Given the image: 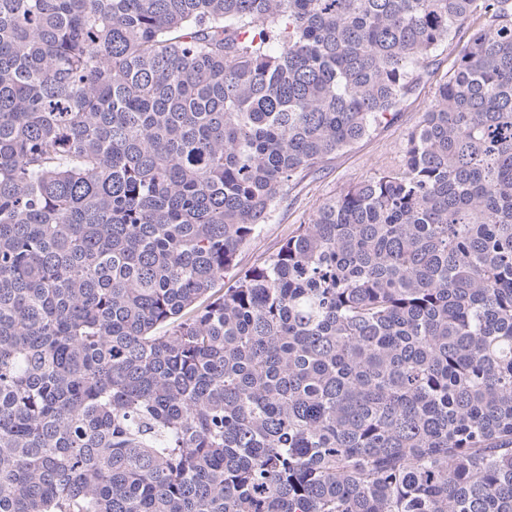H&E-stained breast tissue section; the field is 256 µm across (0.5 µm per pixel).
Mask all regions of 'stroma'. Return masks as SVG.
Returning a JSON list of instances; mask_svg holds the SVG:
<instances>
[{
    "mask_svg": "<svg viewBox=\"0 0 512 512\" xmlns=\"http://www.w3.org/2000/svg\"><path fill=\"white\" fill-rule=\"evenodd\" d=\"M434 79L421 83L391 120L375 127L369 135L340 151L319 170L285 186L272 212L259 226L239 256V269L263 263L274 255L300 225L309 223L328 198L357 185L376 172L399 165L408 132L416 127L431 107Z\"/></svg>",
    "mask_w": 512,
    "mask_h": 512,
    "instance_id": "35a3bbf8",
    "label": "stroma"
}]
</instances>
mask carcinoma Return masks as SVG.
Returning <instances> with one entry per match:
<instances>
[{
  "label": "carcinoma",
  "instance_id": "cac0c4a2",
  "mask_svg": "<svg viewBox=\"0 0 512 512\" xmlns=\"http://www.w3.org/2000/svg\"><path fill=\"white\" fill-rule=\"evenodd\" d=\"M0 512H512V0H0ZM434 78L424 80L401 106L398 114L375 127L369 135L336 156L319 170L284 187L272 212L239 256L238 270L263 263L274 255L300 224L309 223L328 198L357 185L376 172L399 165L408 132L431 107L435 80L448 71V51L436 57Z\"/></svg>",
  "mask_w": 512,
  "mask_h": 512
}]
</instances>
